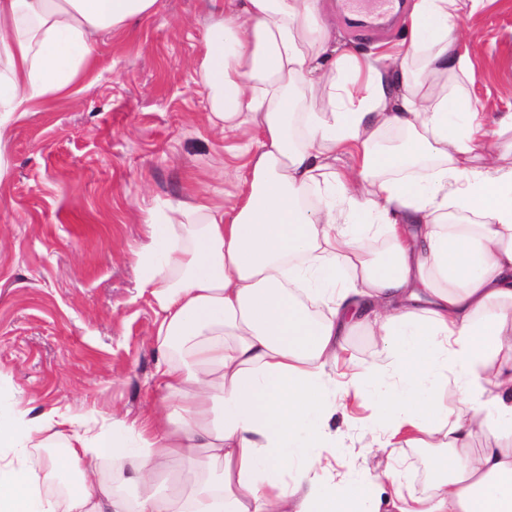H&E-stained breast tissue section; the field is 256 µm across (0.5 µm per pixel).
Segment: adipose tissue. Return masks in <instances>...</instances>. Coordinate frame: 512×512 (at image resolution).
Segmentation results:
<instances>
[{
  "label": "adipose tissue",
  "mask_w": 512,
  "mask_h": 512,
  "mask_svg": "<svg viewBox=\"0 0 512 512\" xmlns=\"http://www.w3.org/2000/svg\"><path fill=\"white\" fill-rule=\"evenodd\" d=\"M157 2L0 0V140L69 92L96 36ZM211 2L196 63L208 118L262 138L231 212L146 215L141 288L174 402L131 421L0 411V512H512V167L496 164L512 157V112L492 148L479 113L448 120L471 72L454 25L483 0H415L394 57L339 51L319 0ZM315 73L328 96L307 112ZM349 145L354 169L336 171ZM358 332L388 361L347 364L336 383L326 369ZM374 387L363 447L446 451L424 494L328 475L337 393ZM49 440L52 469L77 477L62 498L18 456ZM104 459L135 499L97 483Z\"/></svg>",
  "instance_id": "ef3b65f1"
}]
</instances>
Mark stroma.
Returning a JSON list of instances; mask_svg holds the SVG:
<instances>
[{"label": "stroma", "instance_id": "35a3bbf8", "mask_svg": "<svg viewBox=\"0 0 512 512\" xmlns=\"http://www.w3.org/2000/svg\"><path fill=\"white\" fill-rule=\"evenodd\" d=\"M390 26L357 27L363 11L322 0L339 50L369 54L400 41ZM210 0H159L149 19L98 39L69 95L14 121L0 150V407L142 416L164 397L154 379L159 317L139 285L135 253L147 209L180 201L231 209L257 127L211 125L196 59ZM470 48L474 111H512V0H487L456 22ZM372 394L336 419L333 476L382 475L361 446ZM398 480L421 492L437 450L399 449Z\"/></svg>", "mask_w": 512, "mask_h": 512}]
</instances>
